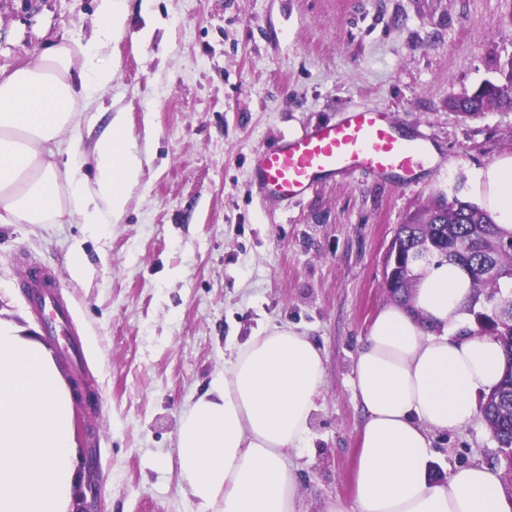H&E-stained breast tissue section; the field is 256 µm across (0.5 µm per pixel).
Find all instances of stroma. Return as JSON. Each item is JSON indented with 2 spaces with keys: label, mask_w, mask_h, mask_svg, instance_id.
Instances as JSON below:
<instances>
[{
  "label": "stroma",
  "mask_w": 512,
  "mask_h": 512,
  "mask_svg": "<svg viewBox=\"0 0 512 512\" xmlns=\"http://www.w3.org/2000/svg\"><path fill=\"white\" fill-rule=\"evenodd\" d=\"M97 0H0V72L61 37L89 40ZM111 90L54 146L89 151L116 109L144 157L116 224H0V317L27 328L73 402L79 490L98 512H196L178 481L184 411L252 336L288 324L322 349L308 447L293 451L301 512H357L363 418L357 349L390 304L385 254L399 224L437 199L471 200L475 169L512 149V108L475 117L454 100L512 67V0H127ZM359 106L428 135L438 165L401 186L365 173L294 201L262 197L257 150ZM85 271L73 277L69 255ZM56 274L87 356L76 372L24 283ZM497 452L482 418L432 435L434 478Z\"/></svg>",
  "instance_id": "stroma-1"
}]
</instances>
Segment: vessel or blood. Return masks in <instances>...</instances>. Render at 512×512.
<instances>
[{"mask_svg": "<svg viewBox=\"0 0 512 512\" xmlns=\"http://www.w3.org/2000/svg\"><path fill=\"white\" fill-rule=\"evenodd\" d=\"M431 152L432 143L425 134L406 136L387 113L353 108L336 122L257 153L252 176L264 197L297 200L324 179L359 171L402 185L413 183ZM28 288L36 313L50 307L61 321H71L62 285L52 272H32Z\"/></svg>", "mask_w": 512, "mask_h": 512, "instance_id": "obj_1", "label": "vessel or blood"}]
</instances>
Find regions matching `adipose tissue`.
I'll return each mask as SVG.
<instances>
[{"label":"adipose tissue","mask_w":512,"mask_h":512,"mask_svg":"<svg viewBox=\"0 0 512 512\" xmlns=\"http://www.w3.org/2000/svg\"><path fill=\"white\" fill-rule=\"evenodd\" d=\"M126 0H98L88 42L65 38L0 75V224L97 228L117 222L143 163L124 112L90 157L58 159L50 144L82 107L111 89L105 56L125 29ZM92 162L93 179L83 174ZM478 201L512 232V153L474 178ZM470 280L428 267L409 305L382 307L359 346L353 386L364 418L356 450L358 512H512L488 467L429 471L431 435L469 423L476 395L500 381L505 358L489 336L464 332ZM320 348L288 325L251 337L183 413L176 451L198 512H298V468L324 380ZM70 396L38 340L0 319V512H69L76 449Z\"/></svg>","instance_id":"obj_1"}]
</instances>
